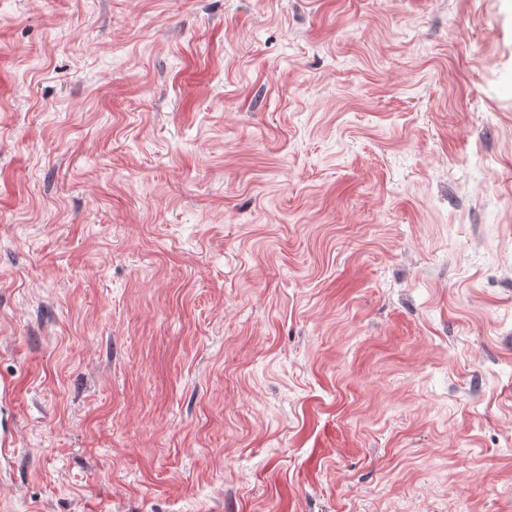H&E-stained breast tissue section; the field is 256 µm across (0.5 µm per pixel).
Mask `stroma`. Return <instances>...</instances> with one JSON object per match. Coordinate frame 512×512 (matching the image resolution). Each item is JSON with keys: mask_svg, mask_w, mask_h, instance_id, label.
<instances>
[{"mask_svg": "<svg viewBox=\"0 0 512 512\" xmlns=\"http://www.w3.org/2000/svg\"><path fill=\"white\" fill-rule=\"evenodd\" d=\"M0 512H512V0H0Z\"/></svg>", "mask_w": 512, "mask_h": 512, "instance_id": "obj_1", "label": "stroma"}]
</instances>
